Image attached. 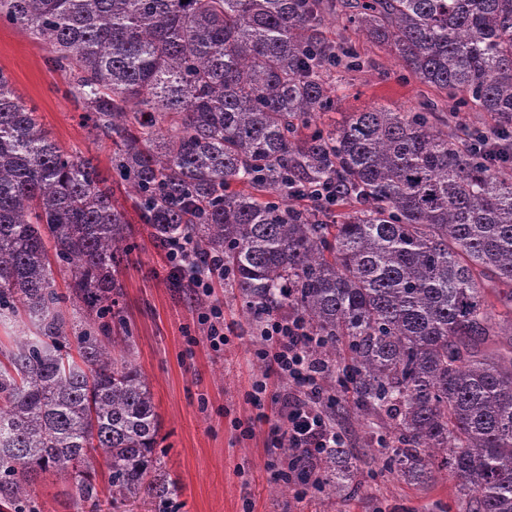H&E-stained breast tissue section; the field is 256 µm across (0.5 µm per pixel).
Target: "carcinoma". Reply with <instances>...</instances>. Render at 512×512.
<instances>
[{"label": "carcinoma", "instance_id": "obj_1", "mask_svg": "<svg viewBox=\"0 0 512 512\" xmlns=\"http://www.w3.org/2000/svg\"><path fill=\"white\" fill-rule=\"evenodd\" d=\"M0 0L68 73L83 124L161 247L220 253L256 319L293 312L320 337L329 408L352 394L384 416L381 470L424 485L449 474L465 512H512V171L437 130L428 113L376 105L317 123L327 82L361 57L327 35L338 13L455 108L512 127V0ZM334 182L337 217L292 204ZM124 214L92 159L52 141L0 69V312L39 328L0 360V502L32 512L46 472L97 504L169 503L163 438L145 377L114 357ZM69 272L56 288L54 268ZM509 286L496 311L485 282ZM98 335L70 341L61 309ZM317 489L355 481L329 448Z\"/></svg>", "mask_w": 512, "mask_h": 512}]
</instances>
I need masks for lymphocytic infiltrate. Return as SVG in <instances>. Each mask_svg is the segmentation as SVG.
I'll return each mask as SVG.
<instances>
[{
  "instance_id": "lymphocytic-infiltrate-1",
  "label": "lymphocytic infiltrate",
  "mask_w": 512,
  "mask_h": 512,
  "mask_svg": "<svg viewBox=\"0 0 512 512\" xmlns=\"http://www.w3.org/2000/svg\"><path fill=\"white\" fill-rule=\"evenodd\" d=\"M164 249L171 278L187 279L196 296L212 295L213 278L224 274L221 257H211L205 271L198 273L191 266L195 252L192 241L174 237ZM260 337L263 345L257 355L266 371L252 384L256 420L267 418L263 399L270 378L288 379L295 387L294 393L281 397L280 416L284 424L278 427L276 439L277 446L283 450L278 475L281 480L290 481L302 462H314L325 449L345 447L346 436L324 408L323 381L327 367L317 356L318 339L311 336L304 320L297 315H269Z\"/></svg>"
}]
</instances>
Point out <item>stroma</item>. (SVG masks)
Segmentation results:
<instances>
[{
	"label": "stroma",
	"mask_w": 512,
	"mask_h": 512,
	"mask_svg": "<svg viewBox=\"0 0 512 512\" xmlns=\"http://www.w3.org/2000/svg\"><path fill=\"white\" fill-rule=\"evenodd\" d=\"M327 27L337 40L355 46L361 69L333 74L340 87L335 109L323 113L326 123L343 122L350 113L373 105L407 111L430 104L432 121L460 137L495 128L486 112L452 111L434 86L412 78L388 51L368 42L335 16ZM49 50L21 27L0 22V71L15 94L34 108L43 129L65 150L94 156L103 176L111 177L112 149L95 140L66 96L69 77L48 61ZM112 202L130 224L134 249L120 277V319L112 333L126 336V353L144 374L165 437V467L181 491L173 512H463L455 479L440 478L417 486L380 472L376 438L386 434L382 420L364 421L355 410L337 411L336 424L359 459L352 488L328 497L310 490L296 498L276 480L271 462L280 460L275 428L280 423L279 397L293 385L272 379L266 397L268 421L256 422L250 402L251 383L264 364L254 356L261 338L244 313L236 292L216 282L212 298L224 305V321L234 335L223 351H213L198 322L203 307L190 290L174 287L163 248L150 240L141 224L131 188L113 179ZM253 423L251 438L240 437L236 423ZM71 480L44 474L34 494L36 512H91L69 496Z\"/></svg>",
	"instance_id": "1"
}]
</instances>
